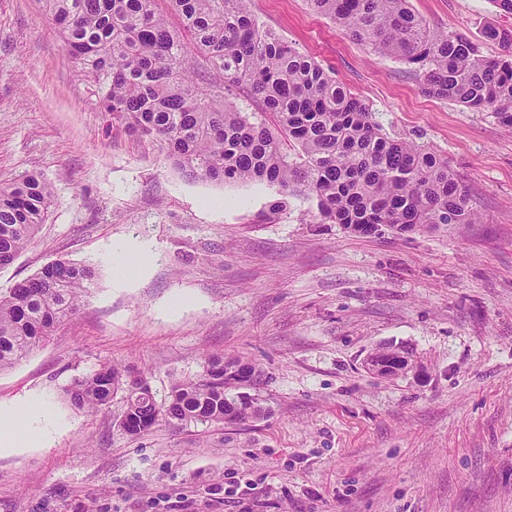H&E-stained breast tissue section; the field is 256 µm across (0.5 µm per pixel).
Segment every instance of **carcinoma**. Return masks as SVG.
<instances>
[{"label":"carcinoma","mask_w":512,"mask_h":512,"mask_svg":"<svg viewBox=\"0 0 512 512\" xmlns=\"http://www.w3.org/2000/svg\"><path fill=\"white\" fill-rule=\"evenodd\" d=\"M47 0L70 55L101 92L103 110L143 136L162 141L186 175L222 184L265 183L283 200H316L323 224L360 234L386 224L403 234L434 224H471L474 214L448 160L406 139L388 137L367 106L330 72L262 27L248 0ZM314 11L372 51L416 65L427 95L470 111L494 112L512 127V28L485 35L504 54L480 55L467 37L436 32L410 0H309ZM176 16L180 25L170 22ZM193 41L191 54L187 41ZM262 104L245 112L227 87ZM52 206L49 185L29 174L0 186V269L32 244ZM92 266L58 259L0 292V371L47 342L94 286ZM242 382L224 377V356L202 375L179 380L162 403L144 379L127 380L103 363L65 388L78 411L124 393L119 427L137 438L161 421L205 426L238 413Z\"/></svg>","instance_id":"1"}]
</instances>
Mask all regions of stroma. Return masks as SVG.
<instances>
[{
    "instance_id": "stroma-1",
    "label": "stroma",
    "mask_w": 512,
    "mask_h": 512,
    "mask_svg": "<svg viewBox=\"0 0 512 512\" xmlns=\"http://www.w3.org/2000/svg\"><path fill=\"white\" fill-rule=\"evenodd\" d=\"M431 28L501 49L490 0H410ZM392 138L447 158L477 215L412 233L318 223L314 199L188 179L163 145L103 111L42 0H0V185L39 173L54 204L0 291L55 259L93 264L76 314L0 371V409L45 406V439L0 450V512H512V128L425 94L423 77L344 35L308 0H249ZM130 259L129 275L114 268ZM422 375L380 379L382 344ZM242 359L263 413L160 422L137 438L122 398H62L109 362L157 401L205 358ZM406 353L408 354V352ZM406 353L390 346L376 349L367 356L366 367L373 375L379 378H389L390 376L386 369L393 364L403 363L406 372L417 371L419 367L418 361L415 358L411 359Z\"/></svg>"
}]
</instances>
